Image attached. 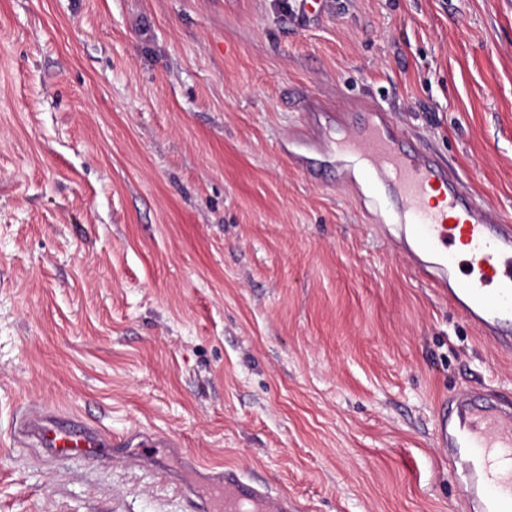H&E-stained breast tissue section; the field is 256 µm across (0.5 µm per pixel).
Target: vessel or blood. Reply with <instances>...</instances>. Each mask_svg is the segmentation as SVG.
<instances>
[{
    "label": "vessel or blood",
    "mask_w": 512,
    "mask_h": 512,
    "mask_svg": "<svg viewBox=\"0 0 512 512\" xmlns=\"http://www.w3.org/2000/svg\"><path fill=\"white\" fill-rule=\"evenodd\" d=\"M346 110L367 115L358 137L341 149L366 165L360 179L373 189L377 222L408 225L401 245L416 277L446 299L482 341L511 355L512 219L467 194L460 175L444 169L426 150L405 149L404 134L378 105L351 103ZM389 186L402 194L403 206L395 214L379 206ZM461 245L475 275L452 280L448 270ZM17 438L56 460L108 463L118 455L128 465L151 469L160 449L172 445L159 433L112 438L92 423L47 408L28 410ZM437 439L448 450L468 512H512L511 402L495 393L478 400L471 391L459 390L438 415ZM175 486L191 512H298L287 493L233 468Z\"/></svg>",
    "instance_id": "obj_1"
}]
</instances>
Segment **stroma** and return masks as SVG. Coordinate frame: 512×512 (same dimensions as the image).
<instances>
[{"mask_svg":"<svg viewBox=\"0 0 512 512\" xmlns=\"http://www.w3.org/2000/svg\"><path fill=\"white\" fill-rule=\"evenodd\" d=\"M328 142L374 101L512 213V0H0V512H190L17 446L33 405L160 431L304 512H463L436 442L512 359L418 279ZM308 120L299 128L295 129L290 136L292 141H296L298 145L308 146L317 149L320 143V135L318 126L316 125L312 113H306Z\"/></svg>","mask_w":512,"mask_h":512,"instance_id":"1","label":"stroma"}]
</instances>
